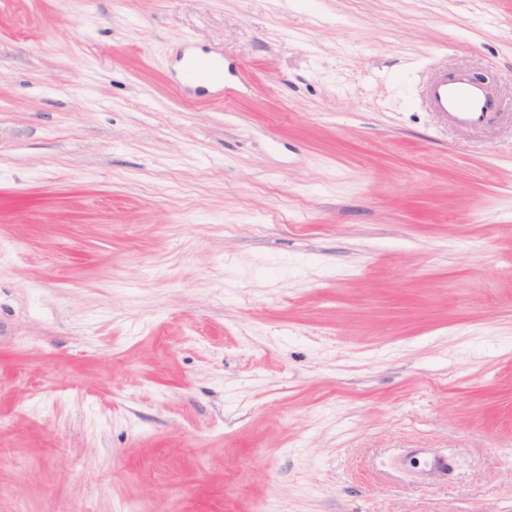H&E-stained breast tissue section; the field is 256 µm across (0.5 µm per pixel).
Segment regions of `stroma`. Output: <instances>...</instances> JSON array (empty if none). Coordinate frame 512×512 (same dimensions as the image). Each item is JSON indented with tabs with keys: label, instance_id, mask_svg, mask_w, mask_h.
Masks as SVG:
<instances>
[{
	"label": "stroma",
	"instance_id": "1",
	"mask_svg": "<svg viewBox=\"0 0 512 512\" xmlns=\"http://www.w3.org/2000/svg\"><path fill=\"white\" fill-rule=\"evenodd\" d=\"M0 512H512V0H0ZM224 62L220 58L197 59L184 69L183 86L193 89L207 80L223 81ZM427 98L436 112L462 128L481 127L493 107L485 89L462 75L450 81L443 76L428 88Z\"/></svg>",
	"mask_w": 512,
	"mask_h": 512
}]
</instances>
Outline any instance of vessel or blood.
I'll use <instances>...</instances> for the list:
<instances>
[{
  "mask_svg": "<svg viewBox=\"0 0 512 512\" xmlns=\"http://www.w3.org/2000/svg\"><path fill=\"white\" fill-rule=\"evenodd\" d=\"M223 77V60L197 59L185 67L183 86L190 90L202 82L219 81ZM427 98L435 111L441 112L449 122L462 128L481 127L493 107L485 89L462 75L451 80L440 78L429 87Z\"/></svg>",
  "mask_w": 512,
  "mask_h": 512,
  "instance_id": "b4317fda",
  "label": "vessel or blood"
}]
</instances>
